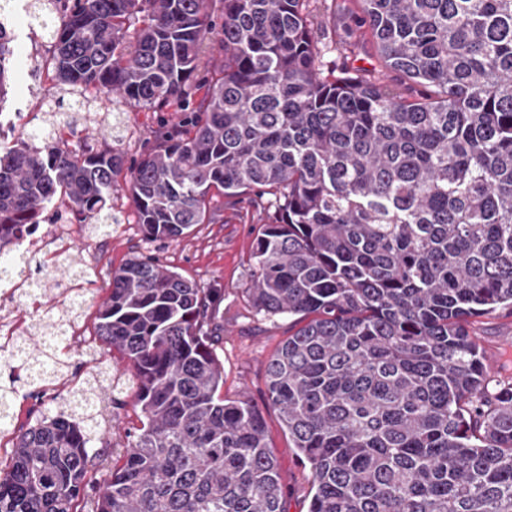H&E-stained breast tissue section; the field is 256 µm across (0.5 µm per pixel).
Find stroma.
I'll return each mask as SVG.
<instances>
[{
	"instance_id": "obj_1",
	"label": "stroma",
	"mask_w": 512,
	"mask_h": 512,
	"mask_svg": "<svg viewBox=\"0 0 512 512\" xmlns=\"http://www.w3.org/2000/svg\"><path fill=\"white\" fill-rule=\"evenodd\" d=\"M309 11L319 43L337 44L340 49L352 52L354 58H362L357 39L360 26L354 14L347 11L344 0H310ZM331 15L336 18L332 25L327 22ZM11 35L16 48V70L10 75L5 104L1 107L22 114L23 119L14 134L0 140L7 145L27 139L34 130L46 126L50 119L46 106L57 103L60 97L52 74L46 70L53 52L51 44L42 42L38 34L20 23L13 25ZM120 112V135L131 155L153 141L160 127L176 126L183 118L179 112H151L126 106ZM113 205L119 222L108 234L95 235L84 227L73 236L71 252L82 262L83 277L72 280L66 264L49 274L55 285L44 295L42 303L55 316H62L66 308L64 286L79 284L86 296L82 311L73 319L77 337L64 355L68 363L64 377L46 386L44 396H33L30 386L21 388L6 440H13L19 430L33 425L42 413L66 409L70 391L82 385L90 374L118 371L119 353L102 344L95 334L98 308L108 295L113 271L133 255H150L169 269L195 280L200 287L214 288L221 294L224 330L216 352L224 364L223 394L228 398H247L261 410L279 464L287 512H307L312 495L311 471L291 448L279 414L268 399L266 384L267 363L291 334L293 321L288 317H263L246 295L252 246L267 221V209L258 206L251 193L235 198L214 197L210 207L216 215L215 223L195 225L189 234L170 242L145 237L129 189L119 190ZM472 331L481 346L491 385L512 383V313L499 311L476 318ZM139 424L140 411L133 404L105 405L95 442L100 454L91 465L97 478H105L112 465L113 449L124 447L129 432Z\"/></svg>"
}]
</instances>
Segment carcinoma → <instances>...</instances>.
<instances>
[{
	"mask_svg": "<svg viewBox=\"0 0 512 512\" xmlns=\"http://www.w3.org/2000/svg\"><path fill=\"white\" fill-rule=\"evenodd\" d=\"M66 92L154 112L197 106L127 163L119 137L70 149L38 131L0 151V255L15 234L117 224L129 174L146 238L211 223L210 199L260 189L253 306L299 327L267 365L269 400L310 467L307 512H512V385L487 393L471 319L512 311V0H354L403 94L324 61L310 0H50ZM10 53L0 32V103ZM220 300L150 258L112 272L96 336L135 373L141 426L108 477L97 414L43 415L0 462V512H287L262 413L226 399ZM17 388L0 386V428Z\"/></svg>",
	"mask_w": 512,
	"mask_h": 512,
	"instance_id": "cac0c4a2",
	"label": "carcinoma"
}]
</instances>
